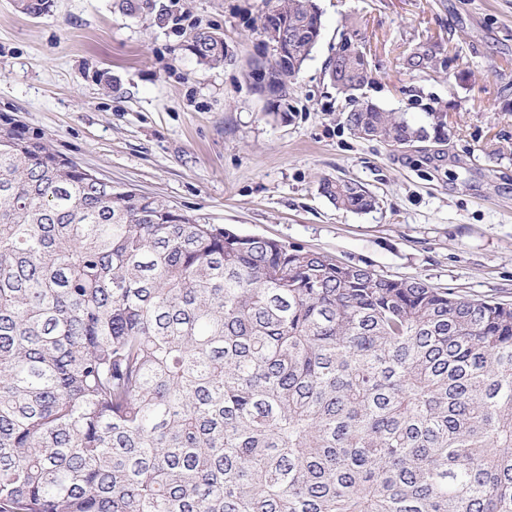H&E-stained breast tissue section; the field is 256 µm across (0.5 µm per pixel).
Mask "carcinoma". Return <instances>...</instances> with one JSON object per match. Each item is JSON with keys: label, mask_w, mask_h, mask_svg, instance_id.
<instances>
[{"label": "carcinoma", "mask_w": 512, "mask_h": 512, "mask_svg": "<svg viewBox=\"0 0 512 512\" xmlns=\"http://www.w3.org/2000/svg\"><path fill=\"white\" fill-rule=\"evenodd\" d=\"M268 3L262 30L293 33L268 68L281 93L322 14ZM118 8L164 20L158 0ZM187 49L226 57L207 28ZM405 64L438 71L427 43ZM326 72L354 137L426 139L357 96L350 33ZM320 190L378 205L352 181ZM0 512H512V304L101 185L0 114Z\"/></svg>", "instance_id": "carcinoma-1"}]
</instances>
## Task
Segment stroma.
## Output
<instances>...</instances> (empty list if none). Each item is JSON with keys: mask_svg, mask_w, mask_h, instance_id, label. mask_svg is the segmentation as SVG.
<instances>
[{"mask_svg": "<svg viewBox=\"0 0 512 512\" xmlns=\"http://www.w3.org/2000/svg\"><path fill=\"white\" fill-rule=\"evenodd\" d=\"M163 2L157 24L117 0H55L38 18L0 0V114L113 186L236 233L512 302V0H318L322 36L280 97L264 79L266 0ZM350 18L374 78L363 97L404 113L426 140L350 134L326 73ZM198 26L223 35V65L186 49ZM429 40L447 72L404 65V51ZM336 178L379 206L336 208L319 189Z\"/></svg>", "mask_w": 512, "mask_h": 512, "instance_id": "35a3bbf8", "label": "stroma"}]
</instances>
